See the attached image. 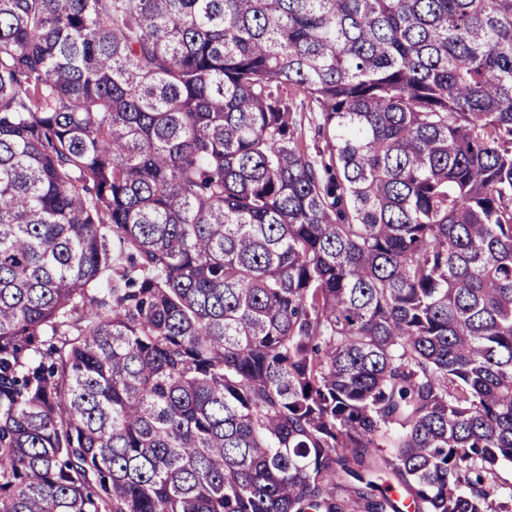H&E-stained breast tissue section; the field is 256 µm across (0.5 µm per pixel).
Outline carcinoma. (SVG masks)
<instances>
[{
	"instance_id": "carcinoma-1",
	"label": "carcinoma",
	"mask_w": 512,
	"mask_h": 512,
	"mask_svg": "<svg viewBox=\"0 0 512 512\" xmlns=\"http://www.w3.org/2000/svg\"><path fill=\"white\" fill-rule=\"evenodd\" d=\"M512 0H0V512H512Z\"/></svg>"
}]
</instances>
